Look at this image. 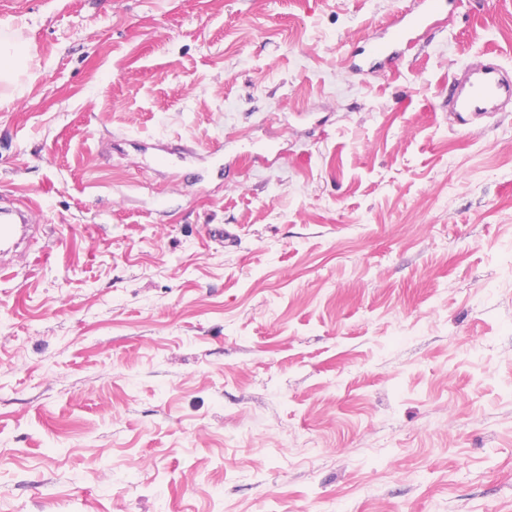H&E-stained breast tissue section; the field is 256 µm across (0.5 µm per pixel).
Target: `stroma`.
Listing matches in <instances>:
<instances>
[{"label":"stroma","instance_id":"stroma-1","mask_svg":"<svg viewBox=\"0 0 512 512\" xmlns=\"http://www.w3.org/2000/svg\"><path fill=\"white\" fill-rule=\"evenodd\" d=\"M413 6L0 0V512H512V111L444 105L512 0L351 74ZM9 24H1L0 31V83L2 88L17 90L22 76L39 63ZM33 209L29 199L20 198L0 207V247L5 256L18 242L33 236L37 224H32Z\"/></svg>","mask_w":512,"mask_h":512}]
</instances>
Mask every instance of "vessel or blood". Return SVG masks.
Instances as JSON below:
<instances>
[{
  "label": "vessel or blood",
  "mask_w": 512,
  "mask_h": 512,
  "mask_svg": "<svg viewBox=\"0 0 512 512\" xmlns=\"http://www.w3.org/2000/svg\"><path fill=\"white\" fill-rule=\"evenodd\" d=\"M418 10L394 19L390 38H371L361 59L352 60L350 69L361 74L381 70L393 64L401 47L416 43L421 33L434 28L447 10V0H418ZM512 101V72L499 58L487 57L468 63L448 80L447 107L458 124H470L473 118L499 111ZM30 200L20 198L0 207V251L9 252L24 238L33 236L36 226L32 222Z\"/></svg>",
  "instance_id": "b4317fda"
}]
</instances>
